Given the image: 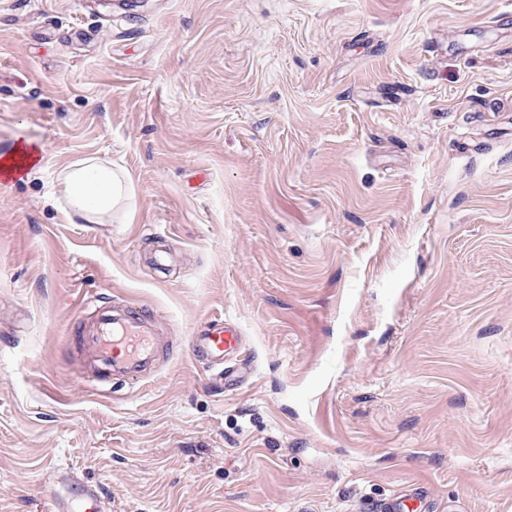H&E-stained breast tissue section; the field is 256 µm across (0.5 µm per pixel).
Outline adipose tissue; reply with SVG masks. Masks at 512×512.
I'll return each mask as SVG.
<instances>
[{
  "label": "adipose tissue",
  "mask_w": 512,
  "mask_h": 512,
  "mask_svg": "<svg viewBox=\"0 0 512 512\" xmlns=\"http://www.w3.org/2000/svg\"><path fill=\"white\" fill-rule=\"evenodd\" d=\"M58 183L67 216L86 223L99 222L133 196L129 175L95 157L71 163L60 172Z\"/></svg>",
  "instance_id": "ef3b65f1"
}]
</instances>
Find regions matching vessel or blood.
<instances>
[{"mask_svg": "<svg viewBox=\"0 0 512 512\" xmlns=\"http://www.w3.org/2000/svg\"><path fill=\"white\" fill-rule=\"evenodd\" d=\"M198 360L215 370L218 380H229L227 360L243 355L242 332L237 325L217 318L210 320L191 338ZM160 345L154 320L144 309L118 311L99 308L92 331L85 333L81 348L104 382L133 385L151 371ZM52 512H107L99 487L81 486L71 495L54 494Z\"/></svg>", "mask_w": 512, "mask_h": 512, "instance_id": "b4317fda", "label": "vessel or blood"}]
</instances>
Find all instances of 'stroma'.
<instances>
[{
    "label": "stroma",
    "mask_w": 512,
    "mask_h": 512,
    "mask_svg": "<svg viewBox=\"0 0 512 512\" xmlns=\"http://www.w3.org/2000/svg\"><path fill=\"white\" fill-rule=\"evenodd\" d=\"M0 512H512V0H0ZM98 157L131 205L71 223ZM171 342L96 390L92 305ZM224 318L251 368L212 385ZM43 162V152L39 145L28 140L19 141L11 151L1 155L0 170L5 179L0 186H4L9 180L15 179L18 174L40 169ZM64 211L73 221L98 223L133 197L127 173L112 170V164L95 157L79 159L58 176ZM191 342L198 360L216 371V378L228 383L233 372L224 367L225 361L238 358L245 353L242 332L237 325L223 318L210 320L194 336ZM52 512H106L107 504L98 486L81 484L72 495L53 492Z\"/></svg>",
    "instance_id": "1"
}]
</instances>
